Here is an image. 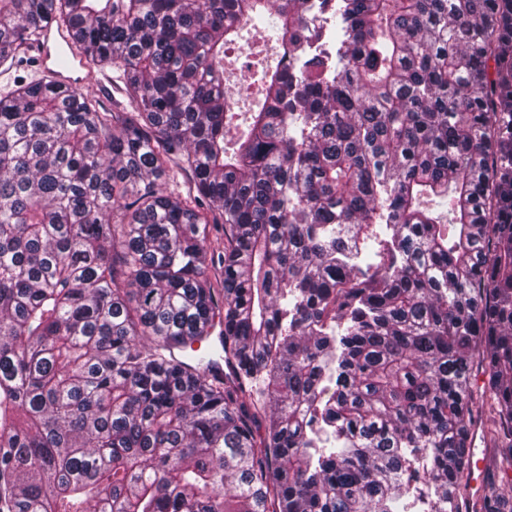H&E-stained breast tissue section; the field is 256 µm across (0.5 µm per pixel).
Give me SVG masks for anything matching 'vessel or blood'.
Here are the masks:
<instances>
[{
  "label": "vessel or blood",
  "mask_w": 512,
  "mask_h": 512,
  "mask_svg": "<svg viewBox=\"0 0 512 512\" xmlns=\"http://www.w3.org/2000/svg\"><path fill=\"white\" fill-rule=\"evenodd\" d=\"M36 65L42 79L64 87L76 88L82 79L83 61L75 55L65 28H45L33 46Z\"/></svg>",
  "instance_id": "obj_1"
}]
</instances>
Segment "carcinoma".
<instances>
[{"label": "carcinoma", "mask_w": 512, "mask_h": 512, "mask_svg": "<svg viewBox=\"0 0 512 512\" xmlns=\"http://www.w3.org/2000/svg\"><path fill=\"white\" fill-rule=\"evenodd\" d=\"M335 2L0 0V512H512V0ZM36 53V66L39 68L40 77L50 83L63 88L75 89L84 78L77 76L81 69H85L84 62L75 55L69 33L64 27L45 28L33 44ZM34 52L29 55L21 49L20 69L15 73L19 78H33L29 64ZM65 59L66 63H62ZM238 55V50H235L229 53L228 57L224 59V82L229 87L246 85V80H250V74L245 69H241V63L244 61V57L237 59ZM115 76L112 73L111 68H106L101 71L97 78L100 77L99 81L87 85L85 84L84 90L88 93L89 97L97 103V107L100 111H111L112 110V99H118V89L112 82V78Z\"/></svg>", "instance_id": "obj_1"}]
</instances>
